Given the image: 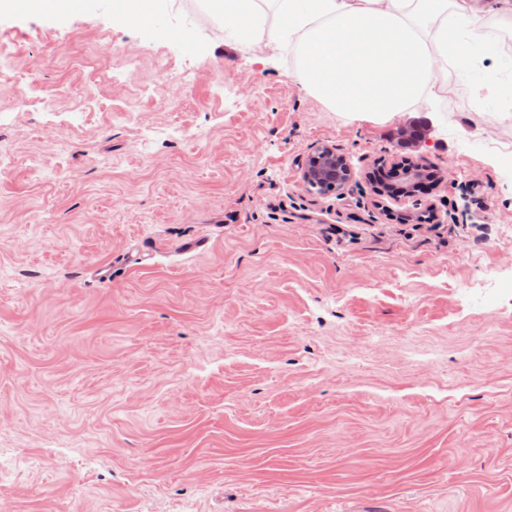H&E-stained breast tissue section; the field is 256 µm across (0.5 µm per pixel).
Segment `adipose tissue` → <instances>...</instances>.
<instances>
[{"instance_id": "1", "label": "adipose tissue", "mask_w": 512, "mask_h": 512, "mask_svg": "<svg viewBox=\"0 0 512 512\" xmlns=\"http://www.w3.org/2000/svg\"><path fill=\"white\" fill-rule=\"evenodd\" d=\"M261 0H218L229 37L293 41L297 77L334 111L388 117L448 92V64L481 54L478 99L495 97L499 65L512 46L488 43L495 20L512 32V0H273L269 24Z\"/></svg>"}]
</instances>
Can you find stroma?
<instances>
[{
	"label": "stroma",
	"mask_w": 512,
	"mask_h": 512,
	"mask_svg": "<svg viewBox=\"0 0 512 512\" xmlns=\"http://www.w3.org/2000/svg\"><path fill=\"white\" fill-rule=\"evenodd\" d=\"M66 2L0 11V512H512V60L407 148L213 0ZM473 181L484 232L396 221ZM319 156L329 161V165L319 170L310 171L308 168L303 174V181L309 189H317L319 187L318 181H333L335 185L336 175L335 168L330 165H335L336 154L329 148H324L319 151Z\"/></svg>",
	"instance_id": "35a3bbf8"
}]
</instances>
